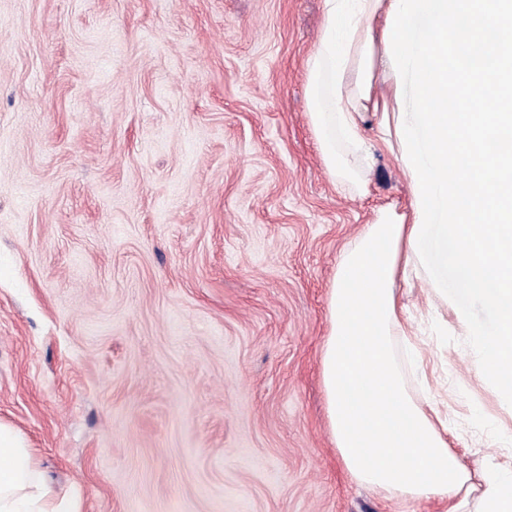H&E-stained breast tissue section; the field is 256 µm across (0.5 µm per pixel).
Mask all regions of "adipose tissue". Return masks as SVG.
<instances>
[{
	"instance_id": "obj_1",
	"label": "adipose tissue",
	"mask_w": 512,
	"mask_h": 512,
	"mask_svg": "<svg viewBox=\"0 0 512 512\" xmlns=\"http://www.w3.org/2000/svg\"><path fill=\"white\" fill-rule=\"evenodd\" d=\"M325 24L306 64L310 124L328 174L356 182L352 154L366 113L411 191L379 209L344 250L331 288L322 381L333 441L348 473L392 497L435 498L448 512H512V470L479 483L448 443L433 404L405 388L397 339L408 329L396 285L409 271L443 295L442 273L487 302L470 329L482 384L512 415V0H322ZM486 36L473 49L469 35ZM0 512H80L58 498L30 448L0 423Z\"/></svg>"
}]
</instances>
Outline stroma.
<instances>
[{
	"instance_id": "obj_1",
	"label": "stroma",
	"mask_w": 512,
	"mask_h": 512,
	"mask_svg": "<svg viewBox=\"0 0 512 512\" xmlns=\"http://www.w3.org/2000/svg\"><path fill=\"white\" fill-rule=\"evenodd\" d=\"M320 0H0V422L82 512H448L359 484L321 377L342 250L409 189L333 183L305 101ZM397 284L408 392L512 467L466 325ZM463 308L467 324L455 310Z\"/></svg>"
}]
</instances>
